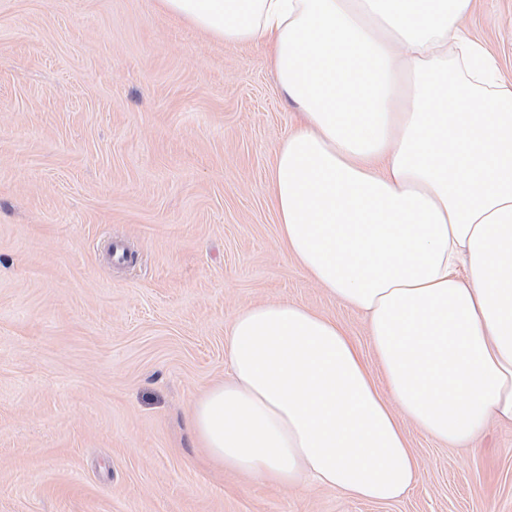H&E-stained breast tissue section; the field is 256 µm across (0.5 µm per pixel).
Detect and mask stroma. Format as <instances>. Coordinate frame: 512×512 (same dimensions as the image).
Returning a JSON list of instances; mask_svg holds the SVG:
<instances>
[{
    "mask_svg": "<svg viewBox=\"0 0 512 512\" xmlns=\"http://www.w3.org/2000/svg\"><path fill=\"white\" fill-rule=\"evenodd\" d=\"M462 25L512 80V0ZM299 120L264 47L159 0H0V512H512L510 424L447 445L404 421L418 476L388 504L199 448L193 404L253 304L336 319L386 386L363 314L279 238L273 154Z\"/></svg>",
    "mask_w": 512,
    "mask_h": 512,
    "instance_id": "1",
    "label": "stroma"
}]
</instances>
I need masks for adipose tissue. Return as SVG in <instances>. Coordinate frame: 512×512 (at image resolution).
<instances>
[{
  "label": "adipose tissue",
  "mask_w": 512,
  "mask_h": 512,
  "mask_svg": "<svg viewBox=\"0 0 512 512\" xmlns=\"http://www.w3.org/2000/svg\"><path fill=\"white\" fill-rule=\"evenodd\" d=\"M473 0H160L259 44L301 116L275 152L281 240L366 317L387 392L335 320L256 304L191 425L221 466L390 502L432 438L512 425V82L462 21Z\"/></svg>",
  "instance_id": "ef3b65f1"
}]
</instances>
